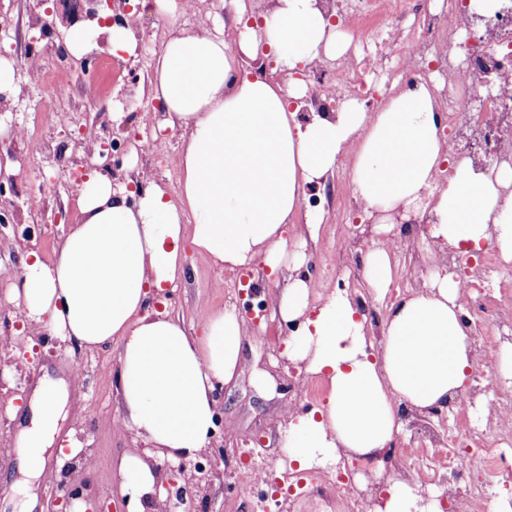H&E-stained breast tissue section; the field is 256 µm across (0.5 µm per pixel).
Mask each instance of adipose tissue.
Instances as JSON below:
<instances>
[{"label":"adipose tissue","mask_w":512,"mask_h":512,"mask_svg":"<svg viewBox=\"0 0 512 512\" xmlns=\"http://www.w3.org/2000/svg\"><path fill=\"white\" fill-rule=\"evenodd\" d=\"M103 35L113 52L137 49L133 26L94 22L70 30L65 47L80 57ZM343 52L319 0H272L257 15L244 0H230L217 31L171 26L149 86L164 109L162 127L180 131L183 140L177 191L155 182L132 190L91 174L77 198L80 218L54 257L32 253L22 264L14 285L18 311L39 331L89 350L120 344L125 424L151 445L127 452L118 465L133 512H159L158 458L189 460L207 447L216 387L243 367L247 326L235 312L211 313L195 336L151 308L180 281L185 243L216 264L267 268L285 280L270 303L282 320L299 325L286 354L328 386L326 402L290 418L283 432L289 464L309 469L346 456L381 462L403 429L399 406L441 410L467 390L475 360L452 277H435L392 304L376 346L348 294H331L311 308L306 256L288 252L283 227L300 209L305 187L325 181L350 153L354 193L365 211L387 222L423 201L437 247L490 242L512 260V195L501 192L512 183V169L482 171L463 160L453 176L435 182L450 148L429 85L405 87L374 112L348 100L338 111L302 117L291 108L305 95L302 82L281 87L252 65L263 54L277 70L295 74ZM68 399L63 386L33 390L31 424L16 438L23 476H44V453Z\"/></svg>","instance_id":"adipose-tissue-1"}]
</instances>
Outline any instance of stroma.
Listing matches in <instances>:
<instances>
[{
    "label": "stroma",
    "mask_w": 512,
    "mask_h": 512,
    "mask_svg": "<svg viewBox=\"0 0 512 512\" xmlns=\"http://www.w3.org/2000/svg\"><path fill=\"white\" fill-rule=\"evenodd\" d=\"M368 4L369 0H353L342 12L339 30L346 51L328 60V68L348 65L366 51V44L356 36V26L358 15ZM30 6V0H0V15L12 22L9 33L0 34V60L17 67L25 87L23 96L8 101L7 115L12 125L35 134L40 145L36 151L23 149L12 137V125L0 131V150L12 152L17 161L4 180L13 190V221L0 226V458L14 456L16 424L6 415L8 402L27 409L29 395L44 372L77 368L75 408L62 424L58 438L64 450L47 461L51 475L37 490L38 505L43 512H70L64 487L82 482L93 493L86 512H129L117 467L126 451L144 447L145 442L124 425L117 381L119 343L91 352L45 334L36 335L29 325L14 318V307L7 297L24 256L35 251L44 259H52L62 236L78 220L76 199L67 191L68 185L86 175L84 169L68 162L75 142L95 139L110 143V108L116 102L125 110L121 124L132 134L145 135L159 121L157 102L144 95L143 82L150 73L153 55L164 45L170 23L154 11L141 16L140 31L149 38L141 58H120L101 48L98 65L107 75L90 94L78 71L63 63L46 40L36 39ZM60 81L71 86V99L62 114L48 107ZM480 106L479 96L471 95V114L453 128L452 134L458 139L460 157L488 161L497 146L485 143L480 133L476 118ZM168 139L167 153L160 158L125 144L121 173L132 169L147 172L152 181L177 189L182 139L176 131L169 133ZM352 165V156H344L333 176L307 189L303 206L286 226L284 237L289 244H297L299 233L306 229L308 213H321L317 237L308 240L306 246L310 302L314 305L339 288L355 299L372 292L363 272L355 269L343 251L346 239L359 237L369 251L389 250L393 279L367 321L369 335L378 339L383 335L388 307L412 290L425 287L439 273L441 263L428 232L416 229L408 233L400 224L385 231L377 216L346 207V200L354 196ZM183 266V278L169 289L159 307L182 321L190 333L202 334L203 322L211 312L242 309L244 298L235 287L240 269L220 266L189 244L184 247ZM254 315L259 322L250 326L243 342V370L217 394L211 453L203 464L218 476L197 491L186 487L179 473L164 471L162 489L167 499L163 512H254L256 499L271 494L276 497L275 512H325L326 500L335 496L332 485L291 488L280 476L286 453L279 424L324 402L327 389L319 378L306 374L285 357L283 340L291 335L292 326L275 317L265 302ZM402 421L396 447L413 443L419 448L409 463L414 484L426 491L442 492L447 487L446 470L439 449L433 448L431 441L433 434L444 435L454 428L453 411L440 412L423 422L406 414ZM88 457L94 461L89 469L83 465ZM247 466L265 473L266 478L252 490L243 491L239 488L240 473Z\"/></svg>",
    "instance_id": "35a3bbf8"
}]
</instances>
